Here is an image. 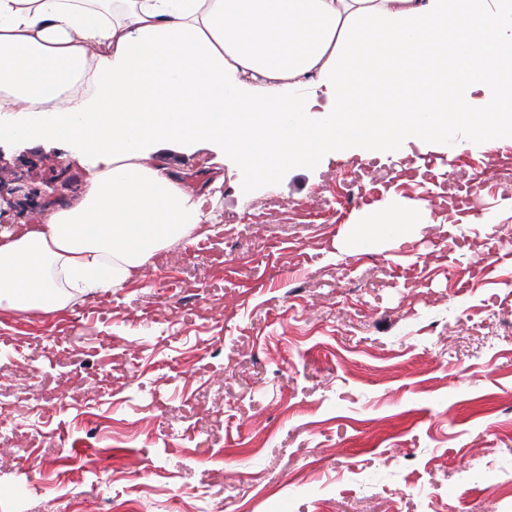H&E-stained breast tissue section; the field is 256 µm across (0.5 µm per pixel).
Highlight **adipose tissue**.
<instances>
[{"label": "adipose tissue", "instance_id": "obj_1", "mask_svg": "<svg viewBox=\"0 0 512 512\" xmlns=\"http://www.w3.org/2000/svg\"><path fill=\"white\" fill-rule=\"evenodd\" d=\"M507 86L512 0H0L6 132L75 143L84 170L79 207L0 234V308L110 291L165 246L211 233L223 177L188 187L153 160L159 147L209 144L270 177L350 147L443 144L461 127L486 143L512 137ZM400 218L433 221L426 200L405 198L351 239Z\"/></svg>", "mask_w": 512, "mask_h": 512}]
</instances>
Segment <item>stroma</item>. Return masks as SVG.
<instances>
[{"mask_svg": "<svg viewBox=\"0 0 512 512\" xmlns=\"http://www.w3.org/2000/svg\"><path fill=\"white\" fill-rule=\"evenodd\" d=\"M77 152L4 138L0 168L75 207ZM421 157L441 179L493 168L484 223L449 191L437 223L337 250L369 212L348 190L425 196ZM155 159L223 174L210 248L170 245L57 310H0V407L23 442L0 448V512H512V139L352 148L270 179L204 146Z\"/></svg>", "mask_w": 512, "mask_h": 512, "instance_id": "obj_1", "label": "stroma"}]
</instances>
